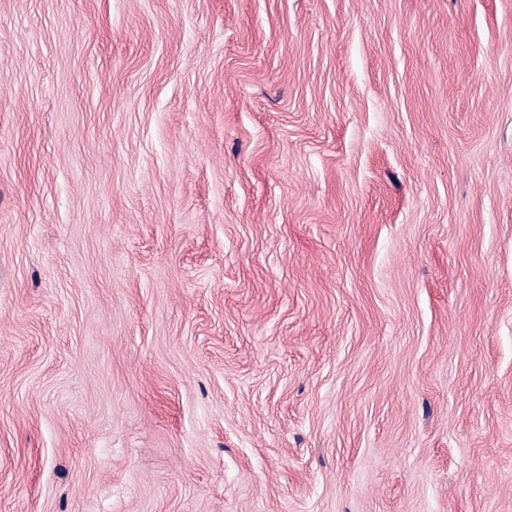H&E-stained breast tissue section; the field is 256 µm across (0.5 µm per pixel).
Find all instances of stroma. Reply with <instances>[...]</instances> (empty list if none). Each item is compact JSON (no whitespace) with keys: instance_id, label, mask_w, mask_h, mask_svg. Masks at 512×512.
<instances>
[{"instance_id":"35a3bbf8","label":"stroma","mask_w":512,"mask_h":512,"mask_svg":"<svg viewBox=\"0 0 512 512\" xmlns=\"http://www.w3.org/2000/svg\"><path fill=\"white\" fill-rule=\"evenodd\" d=\"M0 512H512V0H0Z\"/></svg>"}]
</instances>
